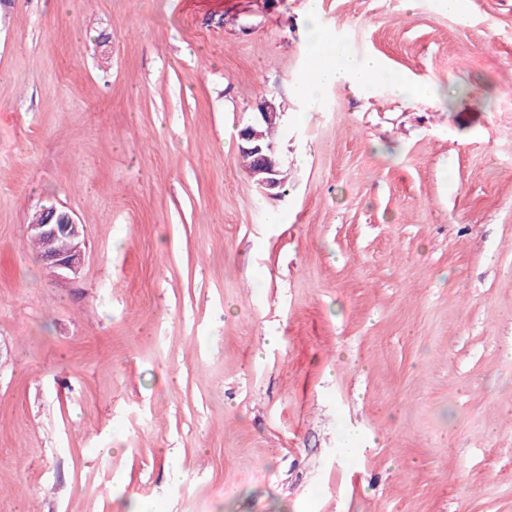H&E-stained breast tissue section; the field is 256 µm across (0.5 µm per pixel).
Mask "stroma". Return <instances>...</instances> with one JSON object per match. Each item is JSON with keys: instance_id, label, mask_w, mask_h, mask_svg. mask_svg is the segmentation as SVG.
I'll list each match as a JSON object with an SVG mask.
<instances>
[{"instance_id": "1", "label": "stroma", "mask_w": 512, "mask_h": 512, "mask_svg": "<svg viewBox=\"0 0 512 512\" xmlns=\"http://www.w3.org/2000/svg\"><path fill=\"white\" fill-rule=\"evenodd\" d=\"M306 3L0 0V512H512V0H322L425 103L291 99ZM388 89L394 97L406 101H429L434 97V85L430 80L412 81L398 76L388 84ZM258 106L261 112H256L254 120L239 131V157L253 156V160H257L258 164L243 169L260 190L269 195H277L278 193L273 191L282 187L279 174L283 161L274 144V135L279 131L281 124H271L281 122L283 112H277L268 99L261 101ZM264 125H271L264 129L265 140L271 143L264 141ZM50 204L43 205L32 220L45 222L27 224L25 233L35 249L40 252L41 245L38 241L41 242V257L51 272L60 279H68L71 275L78 274L83 263L86 248L85 231L83 225L78 224L65 210L64 221L53 222L59 207L54 203ZM42 209L51 215L45 219Z\"/></svg>"}]
</instances>
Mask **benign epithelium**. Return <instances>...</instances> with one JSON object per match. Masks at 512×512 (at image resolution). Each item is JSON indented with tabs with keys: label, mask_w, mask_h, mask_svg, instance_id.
<instances>
[{
	"label": "benign epithelium",
	"mask_w": 512,
	"mask_h": 512,
	"mask_svg": "<svg viewBox=\"0 0 512 512\" xmlns=\"http://www.w3.org/2000/svg\"><path fill=\"white\" fill-rule=\"evenodd\" d=\"M259 107L261 112L239 131V156H251L258 161L254 166L245 167V171L260 190L271 195L282 187L279 174L283 161L277 146L264 141L262 128L281 121L283 113L276 111L267 99L261 101ZM58 210L55 204L44 208L49 217L42 224L26 225L25 233L28 238L41 242V257L51 272L60 279H67L78 274L83 263L85 231L67 211L64 221H53Z\"/></svg>",
	"instance_id": "benign-epithelium-1"
}]
</instances>
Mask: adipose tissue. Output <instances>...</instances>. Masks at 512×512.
<instances>
[{"label":"adipose tissue","instance_id":"1","mask_svg":"<svg viewBox=\"0 0 512 512\" xmlns=\"http://www.w3.org/2000/svg\"><path fill=\"white\" fill-rule=\"evenodd\" d=\"M321 0H308L307 37L316 53L311 74L298 83L294 93L298 98L311 99L334 86H346L361 94L371 92L383 70L373 56H360L344 47H337L332 59H325L322 47L328 38L319 24Z\"/></svg>","mask_w":512,"mask_h":512}]
</instances>
